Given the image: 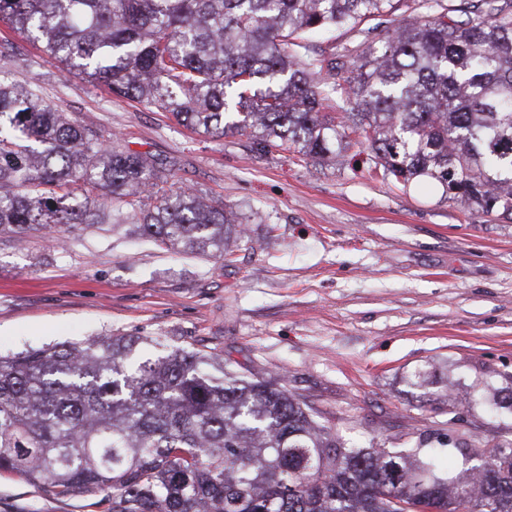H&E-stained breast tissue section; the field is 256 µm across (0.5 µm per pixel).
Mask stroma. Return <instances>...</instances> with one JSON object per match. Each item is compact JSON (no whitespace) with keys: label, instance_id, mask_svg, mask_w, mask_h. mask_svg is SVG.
<instances>
[{"label":"stroma","instance_id":"obj_1","mask_svg":"<svg viewBox=\"0 0 512 512\" xmlns=\"http://www.w3.org/2000/svg\"><path fill=\"white\" fill-rule=\"evenodd\" d=\"M0 64L70 119L174 173L176 187L222 199L244 234L229 260L187 257L93 230L16 240L0 234V353L125 334L223 355L234 369L284 380L316 419L356 448H402L467 435L480 448L512 428L473 386L512 376V218L449 201L246 136L200 135L168 112L67 76L0 22ZM434 365L446 397L414 386ZM101 493L56 495L0 473V512H102Z\"/></svg>","mask_w":512,"mask_h":512}]
</instances>
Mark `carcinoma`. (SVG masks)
Wrapping results in <instances>:
<instances>
[{
	"mask_svg": "<svg viewBox=\"0 0 512 512\" xmlns=\"http://www.w3.org/2000/svg\"><path fill=\"white\" fill-rule=\"evenodd\" d=\"M0 21L68 76L267 153L336 158L338 97L371 171L512 214V0H0ZM333 27L353 33L344 59L312 56L308 36ZM169 180L0 67V232L101 228L102 200L158 247L229 255L233 209ZM145 342L0 355V471L105 491L109 512H512V441L479 453L457 438L480 463L441 475L432 435L348 448L280 380L180 347L145 358ZM484 402L512 414V390Z\"/></svg>",
	"mask_w": 512,
	"mask_h": 512,
	"instance_id": "cac0c4a2",
	"label": "carcinoma"
}]
</instances>
